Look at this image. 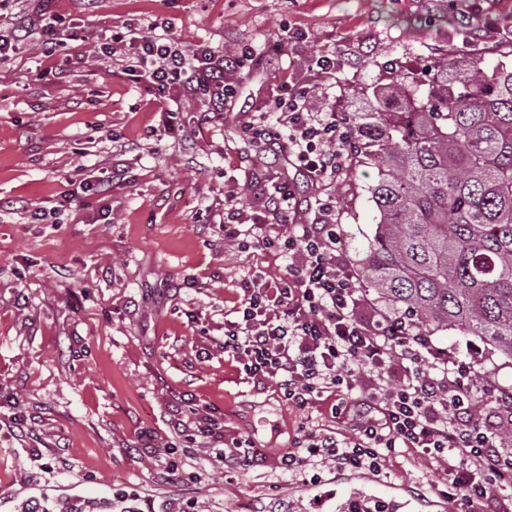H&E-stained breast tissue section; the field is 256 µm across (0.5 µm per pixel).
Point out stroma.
<instances>
[{
  "label": "stroma",
  "instance_id": "1",
  "mask_svg": "<svg viewBox=\"0 0 512 512\" xmlns=\"http://www.w3.org/2000/svg\"><path fill=\"white\" fill-rule=\"evenodd\" d=\"M51 0L50 13L78 38L46 55L38 37L13 43L0 63V512H15L40 486L87 498L133 487L162 500H190L195 512H293L309 485L279 466L304 415L274 388H260L225 355L224 318L243 297L239 282L288 272V252L226 242L224 191L249 190L282 170L237 127L240 114L185 97L181 132H165L155 89L99 57L95 44L126 26L172 24L187 50L224 53L284 39L259 69L232 74L239 102L261 103L307 60H336L322 94L338 113L355 89L401 72L423 83L446 56L493 66L512 61V0ZM123 179L112 176L114 169ZM102 184L86 194L83 181ZM374 167L352 164L325 188L336 198L342 246L359 286L377 211ZM74 202L62 205L63 193ZM436 347L480 361L512 393V359L478 337L432 333ZM186 395L224 416V430L250 436L263 466L226 478L206 451L179 447L186 474L167 476L161 448L172 436L170 404ZM27 423H6L15 411ZM264 420L258 432L250 424ZM156 452L139 446L142 432ZM438 463L412 452L391 458L374 487L397 490L411 512H458L444 501Z\"/></svg>",
  "mask_w": 512,
  "mask_h": 512
}]
</instances>
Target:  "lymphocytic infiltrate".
I'll use <instances>...</instances> for the list:
<instances>
[{
    "mask_svg": "<svg viewBox=\"0 0 512 512\" xmlns=\"http://www.w3.org/2000/svg\"><path fill=\"white\" fill-rule=\"evenodd\" d=\"M99 51L120 56L126 74L162 97L180 88L218 104L236 94L227 71L259 58L247 47L228 55L206 47L189 52L169 33L147 34L136 27ZM335 79V60L317 57L306 83L263 102L239 126L242 136L282 157L289 172L255 194L257 209L248 225L240 192L225 191L224 236L268 249L277 242L275 226L288 222L293 254L287 277L241 280L237 319L224 325V351L254 382L275 387L299 410L330 393L332 417L352 431L341 439L322 424L303 427L293 451L280 460L283 470L297 475L329 461L340 472H377L398 449H411L442 468L445 497L460 498L469 512H482L487 503L512 500V452L496 441L498 425H512V396L496 394L475 364L445 358L428 336L413 331L410 318L358 317L363 296L341 248L336 200L323 191L350 166L352 132L334 110L310 105L317 89ZM307 187L314 197H304ZM306 211L314 214L308 223L300 219ZM478 380L498 425L483 427L471 418ZM171 411L174 435L207 448L210 462L225 472L261 463L251 439L225 436L223 417L194 400L175 399ZM116 503L120 512H188L177 498L140 510L141 495L134 488L100 499L39 496L28 500L27 512H113Z\"/></svg>",
    "mask_w": 512,
    "mask_h": 512,
    "instance_id": "lymphocytic-infiltrate-1",
    "label": "lymphocytic infiltrate"
}]
</instances>
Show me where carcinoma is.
<instances>
[{
    "mask_svg": "<svg viewBox=\"0 0 512 512\" xmlns=\"http://www.w3.org/2000/svg\"><path fill=\"white\" fill-rule=\"evenodd\" d=\"M356 97L354 157L378 172L370 287L512 358V66L442 57L422 91L402 73Z\"/></svg>",
    "mask_w": 512,
    "mask_h": 512,
    "instance_id": "obj_1",
    "label": "carcinoma"
}]
</instances>
